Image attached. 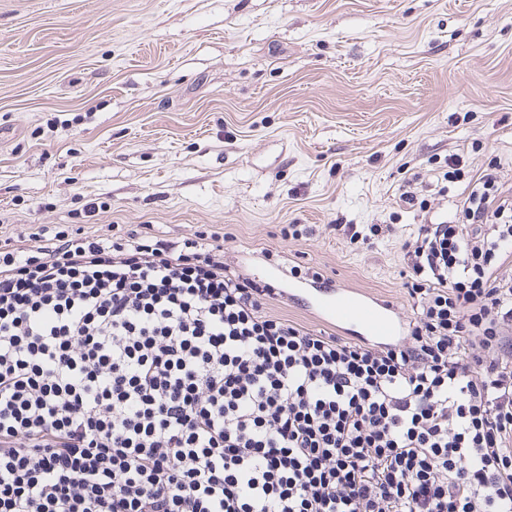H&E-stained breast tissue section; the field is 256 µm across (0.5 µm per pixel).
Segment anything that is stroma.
<instances>
[{
  "instance_id": "obj_1",
  "label": "stroma",
  "mask_w": 512,
  "mask_h": 512,
  "mask_svg": "<svg viewBox=\"0 0 512 512\" xmlns=\"http://www.w3.org/2000/svg\"><path fill=\"white\" fill-rule=\"evenodd\" d=\"M452 153L512 185V0H0V242L214 233L410 319L399 195ZM344 227L347 228L345 231L347 237L349 238V243L354 245L368 244V241H370L372 237H379L381 233L387 232V235H392L396 232L393 225H386L384 231L383 228L378 224L367 225V231H365V228H363V230H358L357 224H345Z\"/></svg>"
}]
</instances>
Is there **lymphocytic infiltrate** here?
Segmentation results:
<instances>
[{
	"instance_id": "lymphocytic-infiltrate-1",
	"label": "lymphocytic infiltrate",
	"mask_w": 512,
	"mask_h": 512,
	"mask_svg": "<svg viewBox=\"0 0 512 512\" xmlns=\"http://www.w3.org/2000/svg\"><path fill=\"white\" fill-rule=\"evenodd\" d=\"M464 167L446 220L400 195L396 346L268 315L190 238L0 250V512H512V199Z\"/></svg>"
}]
</instances>
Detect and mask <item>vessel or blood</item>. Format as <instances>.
I'll return each instance as SVG.
<instances>
[{"label":"vessel or blood","mask_w":512,"mask_h":512,"mask_svg":"<svg viewBox=\"0 0 512 512\" xmlns=\"http://www.w3.org/2000/svg\"><path fill=\"white\" fill-rule=\"evenodd\" d=\"M257 276L286 284L289 296L309 307L322 321L356 334L369 345L391 346L402 340L406 323L393 302L334 285L311 288L303 280H287L285 268L275 263L260 266Z\"/></svg>","instance_id":"b4317fda"}]
</instances>
